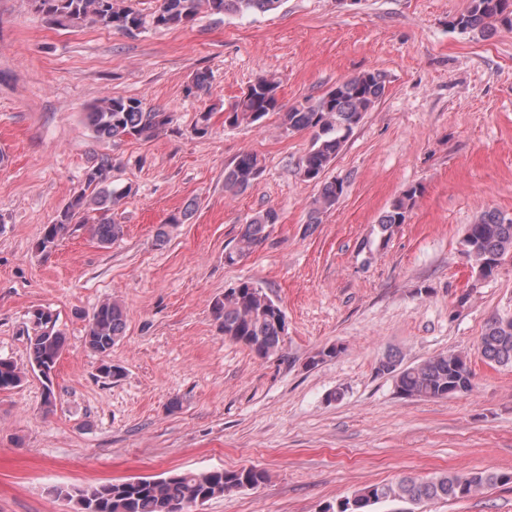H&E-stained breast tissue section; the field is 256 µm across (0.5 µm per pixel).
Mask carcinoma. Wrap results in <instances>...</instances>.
Masks as SVG:
<instances>
[{"instance_id": "1", "label": "carcinoma", "mask_w": 512, "mask_h": 512, "mask_svg": "<svg viewBox=\"0 0 512 512\" xmlns=\"http://www.w3.org/2000/svg\"><path fill=\"white\" fill-rule=\"evenodd\" d=\"M38 10L60 25H79L90 21L100 27L133 35L145 24L159 28L186 26L206 9L212 15L273 11L281 0H160L149 15L125 3V0H35ZM452 26L463 32H486L498 27L512 31V0H468L464 12L455 16ZM387 75L381 70L360 72L336 82L314 101L306 100L289 109L280 103V82L273 75H262L247 92L224 113V124L238 126L261 123L269 114L280 116L281 129L287 133L307 131L309 149L300 158L303 180L321 184L311 202L308 223H321L345 191L342 179H324L349 135L364 117L382 101ZM86 125L98 142L118 143L125 137L149 140L172 122L171 113L147 108L132 97H108L84 113ZM112 157L98 155L84 173V188L75 193L44 226L39 241L42 250L52 248L72 224L88 221L90 210L101 215L91 225L98 243L107 246L124 234L123 225L108 216L132 194V187L112 183ZM264 172L257 154L244 152L224 168V192L238 195L254 187ZM422 189L412 185L393 200L378 220L379 241L387 242L394 228L406 223ZM279 215L273 208L256 213L243 225L235 243L224 256L233 266L247 257L270 235ZM463 254L478 277H494L512 260V219L495 210L483 212L467 225ZM281 308L250 280H241L224 295L213 299L211 312L220 322L224 337L248 348L260 359L282 356L286 332ZM32 331L26 333L28 362L21 368L0 358V389L18 387L28 372L50 378L66 344L65 334L56 328L51 312L36 308L30 312ZM126 313L116 301L99 304L88 315L85 346L104 358L99 365L101 377L118 379L122 370L105 361L112 347L123 336ZM481 356L501 367L512 368V313L496 314L487 322L479 338ZM378 372L393 378L397 393L405 397L447 398L473 388L474 372L468 357L446 352L414 365H401L389 354ZM268 480V473L255 467L215 468L203 472H179L166 477H142L113 480L90 486L58 487V496L72 502L76 512H186V509L243 488H255ZM512 476L485 472L444 473L428 479L403 475L396 481L371 485L337 504L336 512H372V507L387 500L458 499L473 495L491 483H508Z\"/></svg>"}]
</instances>
